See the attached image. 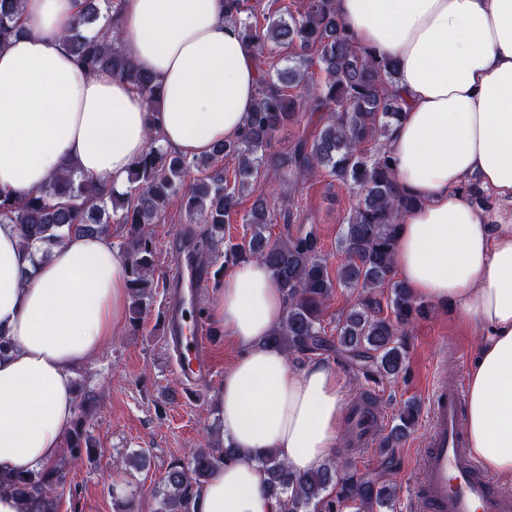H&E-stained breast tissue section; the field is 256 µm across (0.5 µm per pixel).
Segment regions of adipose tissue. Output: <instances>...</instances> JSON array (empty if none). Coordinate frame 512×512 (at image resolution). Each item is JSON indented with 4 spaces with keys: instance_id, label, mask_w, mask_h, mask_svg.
<instances>
[{
    "instance_id": "1",
    "label": "adipose tissue",
    "mask_w": 512,
    "mask_h": 512,
    "mask_svg": "<svg viewBox=\"0 0 512 512\" xmlns=\"http://www.w3.org/2000/svg\"><path fill=\"white\" fill-rule=\"evenodd\" d=\"M356 46L396 58L402 116L388 141L396 180L421 199L397 235L400 280L453 310L478 342L467 384L469 451L512 481V0H336ZM80 0H25L21 34L0 49V192L16 198L71 171L124 191L158 130L206 155L244 130L259 69L224 0H124L121 40L160 92L86 74L63 40ZM477 178L487 213L459 186ZM129 285L111 235L72 233L48 258L0 226V472L59 457L78 371L126 325ZM286 313L270 270L224 275L211 316L239 351L216 397L233 461L196 492L192 512H284L259 459L304 474L333 457L346 380L322 363L296 371L267 338Z\"/></svg>"
}]
</instances>
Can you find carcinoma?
<instances>
[{
    "label": "carcinoma",
    "instance_id": "1",
    "mask_svg": "<svg viewBox=\"0 0 512 512\" xmlns=\"http://www.w3.org/2000/svg\"><path fill=\"white\" fill-rule=\"evenodd\" d=\"M122 2L83 0L66 42L83 70L112 72L135 86L154 110L153 77L123 47L114 27ZM22 3L0 0V48L17 32ZM252 11L249 0H224V16L239 24L260 73L257 104L241 136L217 145L207 156L190 158L157 145L160 134L156 131L149 150L134 162L125 191L117 193L93 179L64 172L23 200L0 195V225H14L28 247L36 242L51 247L68 232L101 234L110 231L112 223L126 226L119 250L129 278L130 321L137 329L157 288L151 275L155 244L146 225L157 223L170 198H181L191 216L209 225V235L193 245L194 255L204 258L224 241V226L238 214L244 193L261 170L274 169L286 185L321 171L358 196L343 225L338 248L344 261L336 276L329 273L315 228L277 240L266 234L274 219L289 224L294 213L275 215L262 196L254 200L245 218L250 235L228 244L225 263L255 258L270 269L288 302L285 318L270 341L285 352L308 357L334 350L369 381L395 376L406 359L407 328L422 310L399 281L392 283L387 300L391 315H384L381 300L373 294L392 274L398 224L421 203L397 184L386 150L404 106L395 91L397 66L388 56L355 46L336 12V0H305L302 9L288 18L279 17L261 27L245 19ZM277 49L291 54L288 66L272 75L263 68L264 58ZM314 65L327 76L324 86L305 98L292 94L290 89L306 81ZM300 112L317 118L314 131L301 134L283 157L270 152L275 133ZM225 158L237 160L231 181L224 174ZM459 191L480 205L488 201L475 180L461 185ZM337 285L361 288L364 295L340 316L332 336L324 325V310ZM97 406L94 395L80 394L76 420L66 438L74 461L92 462L98 456L91 431ZM416 413L415 405H406L382 447L400 441L414 427ZM233 457L234 449L228 445L199 448L185 459L174 460L158 491L159 512H190L197 487ZM262 464L270 487L284 495L285 512H344L347 508L359 512L373 504L393 508L394 487L355 474L341 475L334 460L302 475L290 471L272 452ZM66 480L62 463L38 471L0 473V485L32 500L36 512H56L55 492Z\"/></svg>",
    "mask_w": 512,
    "mask_h": 512
}]
</instances>
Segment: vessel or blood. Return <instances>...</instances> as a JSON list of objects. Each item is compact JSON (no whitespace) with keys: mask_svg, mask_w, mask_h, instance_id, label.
Returning a JSON list of instances; mask_svg holds the SVG:
<instances>
[{"mask_svg":"<svg viewBox=\"0 0 512 512\" xmlns=\"http://www.w3.org/2000/svg\"><path fill=\"white\" fill-rule=\"evenodd\" d=\"M180 289L171 294L166 308L167 349L176 355L175 370L184 388L199 387L212 371L208 358L210 338L205 325L185 330L186 302L193 300L208 279L207 271L186 264L175 272ZM460 381L439 380L429 402L426 452L417 461L418 480L413 488L416 512H512V487L484 473L466 449ZM354 444L368 447L379 420L360 414L352 418Z\"/></svg>","mask_w":512,"mask_h":512,"instance_id":"b4317fda","label":"vessel or blood"}]
</instances>
